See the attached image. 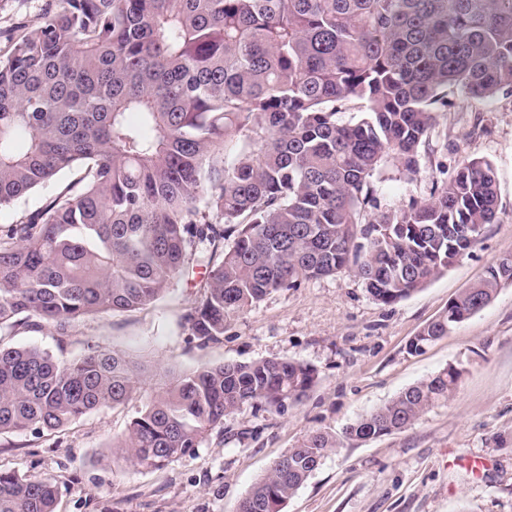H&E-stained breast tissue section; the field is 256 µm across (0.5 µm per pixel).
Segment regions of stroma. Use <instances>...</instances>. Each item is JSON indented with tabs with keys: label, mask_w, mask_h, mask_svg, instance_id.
<instances>
[{
	"label": "stroma",
	"mask_w": 512,
	"mask_h": 512,
	"mask_svg": "<svg viewBox=\"0 0 512 512\" xmlns=\"http://www.w3.org/2000/svg\"><path fill=\"white\" fill-rule=\"evenodd\" d=\"M448 98L447 124L422 148L420 174L378 180L376 205L384 211L427 198L437 163L452 169L465 158L489 160L500 220L470 255L390 306L372 299L348 271L303 281L270 293L205 346L181 325L200 295L201 268L146 308L102 311L62 334L49 325L20 333L16 344L67 360L92 346L118 353L138 367L144 386L125 405L96 410L63 432L1 434L0 468L58 479V512H237L241 498L305 436L341 435L406 388L460 362L466 371L450 400L399 432L330 451L285 512H512V285L448 336L409 350L449 300L512 252V97L472 100L454 89ZM271 358L316 368L318 381L301 403L242 406L195 455L159 470L113 454V441L127 434L154 393L159 368Z\"/></svg>",
	"instance_id": "1"
}]
</instances>
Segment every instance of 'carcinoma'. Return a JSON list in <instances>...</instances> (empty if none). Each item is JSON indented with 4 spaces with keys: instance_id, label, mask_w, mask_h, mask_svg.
<instances>
[{
    "instance_id": "obj_1",
    "label": "carcinoma",
    "mask_w": 512,
    "mask_h": 512,
    "mask_svg": "<svg viewBox=\"0 0 512 512\" xmlns=\"http://www.w3.org/2000/svg\"><path fill=\"white\" fill-rule=\"evenodd\" d=\"M451 88L512 96V0H45L0 52V208L59 183L0 229V434L61 432L141 384L115 352L90 347L67 362L14 344L23 331L142 309L202 267L182 321L206 345L304 280L349 270L392 305L470 254L499 221L485 159L451 174L440 163L428 198L361 221L387 164L420 173ZM351 103L361 118L338 121ZM508 284L512 252L409 350ZM465 371L448 365L340 437L308 434L237 512H282L329 451L408 427ZM158 376L114 444L147 468L193 452L244 404L302 402L318 372L263 359ZM57 501L54 478L0 470V512H56Z\"/></svg>"
}]
</instances>
